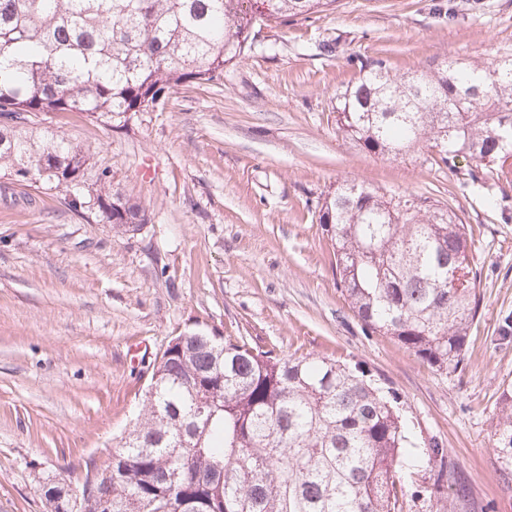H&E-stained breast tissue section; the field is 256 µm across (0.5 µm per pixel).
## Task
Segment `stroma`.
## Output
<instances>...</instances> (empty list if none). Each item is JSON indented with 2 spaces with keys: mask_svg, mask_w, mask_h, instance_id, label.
<instances>
[{
  "mask_svg": "<svg viewBox=\"0 0 512 512\" xmlns=\"http://www.w3.org/2000/svg\"><path fill=\"white\" fill-rule=\"evenodd\" d=\"M245 60L218 83L172 87L119 129L47 112L37 131L94 156L84 194L108 174L149 221L121 234L65 188L0 171V512H47L45 478L78 481L88 457L126 435L168 342L202 321L282 356L330 358L392 398L415 447L444 448L470 491L462 512H512L492 451L512 387V181L496 166L434 150L394 160L336 129L366 59L400 75L512 55V0H337L283 26L253 28ZM484 182L469 185L470 169ZM354 180L427 197L471 227L481 312L461 369L423 363L362 326L336 285L318 221Z\"/></svg>",
  "mask_w": 512,
  "mask_h": 512,
  "instance_id": "obj_1",
  "label": "stroma"
}]
</instances>
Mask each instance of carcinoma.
Masks as SVG:
<instances>
[{
	"instance_id": "1",
	"label": "carcinoma",
	"mask_w": 512,
	"mask_h": 512,
	"mask_svg": "<svg viewBox=\"0 0 512 512\" xmlns=\"http://www.w3.org/2000/svg\"><path fill=\"white\" fill-rule=\"evenodd\" d=\"M0 0V167L22 186L77 190L90 156L27 126L43 112H83L108 126L154 107L187 82L224 78L245 59L254 23L286 25L336 0ZM455 61L412 76L376 59L343 95L338 130L394 159L438 149L512 174V57ZM119 233L146 208L105 184L87 201ZM319 223L340 287L361 323L431 367L454 372L480 305L467 225L427 199H396L355 181L328 194ZM162 352L139 418L111 449L101 477L74 486L78 512H404L400 476L412 443L390 401L349 368L288 358L247 340L224 356L191 334ZM211 402L192 416V394ZM493 451L512 480V389L496 406ZM186 439L189 446L181 445ZM436 464L433 512H452L448 462Z\"/></svg>"
}]
</instances>
